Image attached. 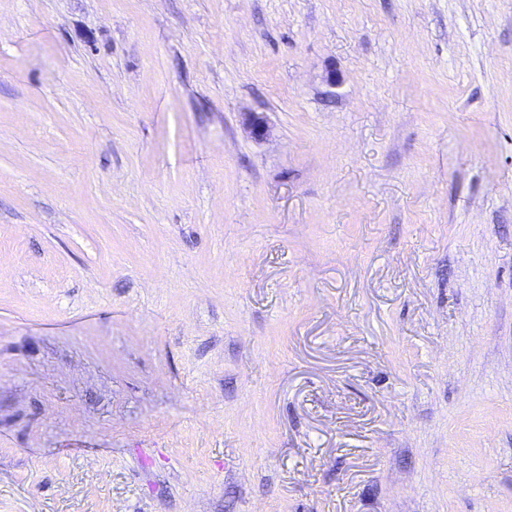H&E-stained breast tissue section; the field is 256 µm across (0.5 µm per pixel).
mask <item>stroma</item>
<instances>
[{"mask_svg": "<svg viewBox=\"0 0 512 512\" xmlns=\"http://www.w3.org/2000/svg\"><path fill=\"white\" fill-rule=\"evenodd\" d=\"M0 512H512V0H0Z\"/></svg>", "mask_w": 512, "mask_h": 512, "instance_id": "1", "label": "stroma"}]
</instances>
